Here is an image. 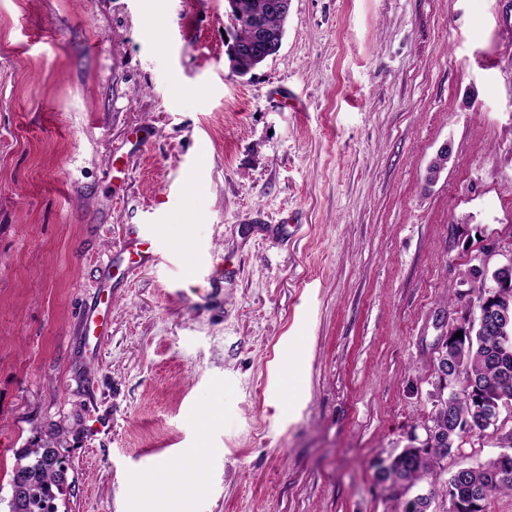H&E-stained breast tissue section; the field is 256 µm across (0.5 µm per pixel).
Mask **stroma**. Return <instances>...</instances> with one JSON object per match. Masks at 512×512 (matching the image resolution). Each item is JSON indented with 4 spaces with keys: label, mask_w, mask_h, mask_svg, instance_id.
Instances as JSON below:
<instances>
[{
    "label": "stroma",
    "mask_w": 512,
    "mask_h": 512,
    "mask_svg": "<svg viewBox=\"0 0 512 512\" xmlns=\"http://www.w3.org/2000/svg\"><path fill=\"white\" fill-rule=\"evenodd\" d=\"M227 11L0 0V512L41 439L59 512H392L376 475L512 229V0H291L245 78ZM195 456L191 495L140 487ZM121 251L129 253V268L143 267L157 261V257H155L151 249L149 239L136 237L127 242Z\"/></svg>",
    "instance_id": "stroma-1"
}]
</instances>
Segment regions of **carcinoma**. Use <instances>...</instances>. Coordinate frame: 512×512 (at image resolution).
Wrapping results in <instances>:
<instances>
[{
	"label": "carcinoma",
	"instance_id": "obj_1",
	"mask_svg": "<svg viewBox=\"0 0 512 512\" xmlns=\"http://www.w3.org/2000/svg\"><path fill=\"white\" fill-rule=\"evenodd\" d=\"M275 0H233L228 9L235 12L236 33L234 43L249 40V21L236 11H262L263 21L274 34L284 33V12L270 7ZM473 312L480 313V303L491 307H507L512 313V286L505 288H474ZM508 336L475 335L465 351L457 354L447 351L439 361L438 370L457 369L461 383L468 385V393L449 396V404L437 403L423 423L428 440L425 448H412L407 456L397 457L393 470L383 477L391 480L396 489L408 491L427 481L440 461L452 453H461L462 440L468 432L461 429L448 436V419L464 422L474 418L476 411L491 404L507 401L512 405V321ZM504 466L495 457L476 467L464 468L461 477L442 482L439 489L430 488L412 504L405 503L397 493H391L394 512H448V500L461 504L460 512H487L494 495L512 493V476L500 478L498 470ZM10 485L19 486L24 496L9 499L8 512H58L57 501L69 482V464L66 457L56 454L46 444L35 442L17 458Z\"/></svg>",
	"mask_w": 512,
	"mask_h": 512
}]
</instances>
